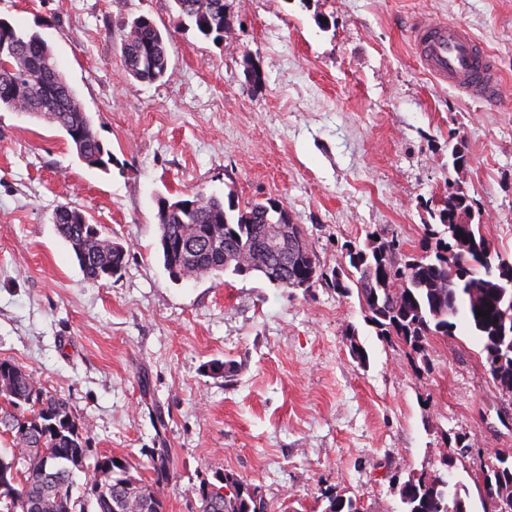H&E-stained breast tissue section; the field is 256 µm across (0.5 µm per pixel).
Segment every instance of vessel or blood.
<instances>
[{
	"instance_id": "obj_1",
	"label": "vessel or blood",
	"mask_w": 512,
	"mask_h": 512,
	"mask_svg": "<svg viewBox=\"0 0 512 512\" xmlns=\"http://www.w3.org/2000/svg\"><path fill=\"white\" fill-rule=\"evenodd\" d=\"M411 39L430 77L472 98H498L501 75L494 57L464 26L439 18H419L412 25Z\"/></svg>"
}]
</instances>
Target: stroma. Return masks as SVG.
Segmentation results:
<instances>
[{
	"label": "stroma",
	"instance_id": "1",
	"mask_svg": "<svg viewBox=\"0 0 512 512\" xmlns=\"http://www.w3.org/2000/svg\"><path fill=\"white\" fill-rule=\"evenodd\" d=\"M226 11L217 40L173 0H0L1 19L52 47L112 153L107 169L88 167L55 124L0 109V360L65 398L93 453L124 457L134 476L150 478L151 449H167L166 512H194V487L218 469L259 486L269 512H323L328 488L363 512H401L393 474L441 470L459 435L471 450L446 478L485 512L483 470L512 450V397L465 317L420 357L382 341L356 294L322 282L173 281L157 200L278 199L329 272L377 230L418 253L430 205L459 185L491 248L512 257V0H226ZM422 15L463 24L496 57L495 102L422 70L410 38ZM140 16L171 34L152 84L122 63ZM68 202L125 247L120 273L84 278L51 222ZM218 361L235 376L214 372Z\"/></svg>",
	"mask_w": 512,
	"mask_h": 512
}]
</instances>
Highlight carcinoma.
I'll list each match as a JSON object with an SVG mask.
<instances>
[{"instance_id": "carcinoma-1", "label": "carcinoma", "mask_w": 512, "mask_h": 512, "mask_svg": "<svg viewBox=\"0 0 512 512\" xmlns=\"http://www.w3.org/2000/svg\"><path fill=\"white\" fill-rule=\"evenodd\" d=\"M178 17L189 20L205 37L224 38L229 28L224 0H173ZM165 35L155 23L140 16L133 20L121 45L123 65L133 78L154 83L168 71ZM53 51L37 34L17 31L0 20V108L27 111L60 128L77 145L80 161L106 170L112 154L94 132L75 91L64 76H57ZM470 197L458 188L431 212L442 226L426 225L428 239L422 255L400 260V244L369 236L362 247L352 244L346 251V279L331 285L343 293L356 287L365 318L388 342L400 343L417 355H425L432 336H450L459 310L466 312L471 330L482 343L488 372L497 386L512 396V258L491 250L481 232V223L469 218ZM160 236L179 241L191 235L214 232L218 243L235 240L234 254L200 251L162 252L165 269L176 267L173 277L215 278L229 271L234 275H256L278 288L313 287L326 282V273L308 234L292 223L288 209L275 198L239 206L224 203L197 191L189 199L158 208ZM82 209L70 204L56 207L52 215L58 235L70 246L89 281L111 278L125 265L126 250L107 237L97 224H85ZM298 231L303 248L296 251L299 272L280 274L268 265V246L288 240L275 226ZM490 318L476 316V311ZM0 433L13 437L11 459L0 456V478L9 490L0 491V512H165L162 487L170 478L166 448L151 452L153 477H135L129 462L112 454L91 455V448L71 416L66 399L46 392L33 375L20 365L0 361ZM28 410H23V407ZM470 445L466 437L455 438V449L442 458L448 468L465 457ZM85 473L87 495L75 480ZM232 481L233 491L220 496L212 488ZM483 496L496 504L512 501V453L499 452L483 475ZM194 493L199 512H268V503L258 487L242 477L216 470L212 479L201 478ZM402 512H470L465 498L451 490L440 473L409 475L399 485ZM323 512H362L359 502L334 490H326Z\"/></svg>"}]
</instances>
